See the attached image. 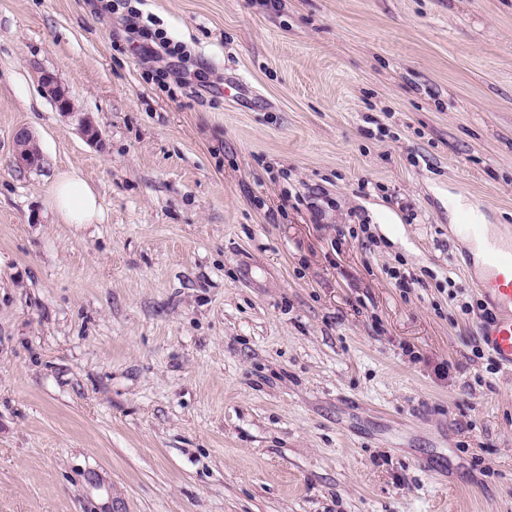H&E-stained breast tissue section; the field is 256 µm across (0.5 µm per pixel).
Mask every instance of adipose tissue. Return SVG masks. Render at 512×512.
Instances as JSON below:
<instances>
[{"label": "adipose tissue", "instance_id": "obj_1", "mask_svg": "<svg viewBox=\"0 0 512 512\" xmlns=\"http://www.w3.org/2000/svg\"><path fill=\"white\" fill-rule=\"evenodd\" d=\"M50 206L59 222L64 224H100L106 218L96 188L75 168L56 173Z\"/></svg>", "mask_w": 512, "mask_h": 512}]
</instances>
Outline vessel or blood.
Returning a JSON list of instances; mask_svg holds the SVG:
<instances>
[{
	"label": "vessel or blood",
	"instance_id": "obj_1",
	"mask_svg": "<svg viewBox=\"0 0 512 512\" xmlns=\"http://www.w3.org/2000/svg\"><path fill=\"white\" fill-rule=\"evenodd\" d=\"M465 229L481 255L484 274L475 286L489 307L478 335L499 366L512 372V240L499 237L486 224L470 221Z\"/></svg>",
	"mask_w": 512,
	"mask_h": 512
}]
</instances>
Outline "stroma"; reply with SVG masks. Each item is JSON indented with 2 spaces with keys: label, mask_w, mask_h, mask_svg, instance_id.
<instances>
[{
  "label": "stroma",
  "mask_w": 512,
  "mask_h": 512,
  "mask_svg": "<svg viewBox=\"0 0 512 512\" xmlns=\"http://www.w3.org/2000/svg\"><path fill=\"white\" fill-rule=\"evenodd\" d=\"M121 2L0 0V512H512V0ZM128 17L126 18L130 30L138 33L142 39L140 46L145 53L151 56L164 54L170 58H176L179 62L187 60L188 54L185 47L180 42H174L166 33L158 29H153L155 25L151 17L144 18L143 13L133 7L127 8ZM40 83L45 94L56 104L61 113L66 115L73 113L70 112L73 110L72 103L67 98L64 89L53 75L49 73L42 74L40 77ZM36 140L27 128H20L15 131L13 136V161L18 168H27L37 166L35 155L39 154V145L34 146L32 153L28 151V144ZM50 206L63 224H100L106 213L99 193L75 168L59 170L52 182ZM462 224L481 254L483 276L474 285L484 296L489 315L478 326L481 342L499 366L512 372V237L505 241L490 229L464 215Z\"/></svg>",
  "instance_id": "1"
}]
</instances>
